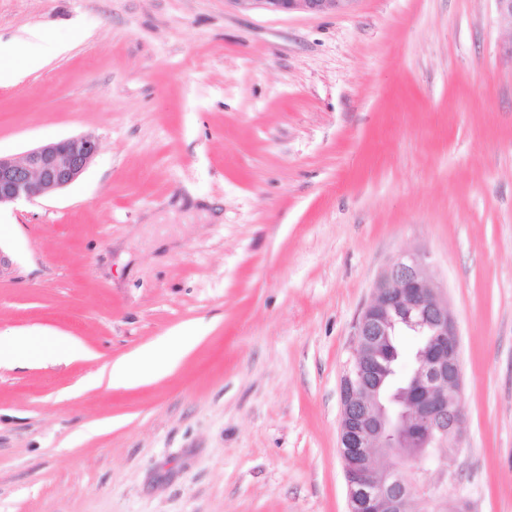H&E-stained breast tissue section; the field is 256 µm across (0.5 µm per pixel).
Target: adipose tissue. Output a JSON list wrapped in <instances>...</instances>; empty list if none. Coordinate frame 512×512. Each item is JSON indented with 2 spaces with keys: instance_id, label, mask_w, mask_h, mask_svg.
Returning a JSON list of instances; mask_svg holds the SVG:
<instances>
[{
  "instance_id": "obj_1",
  "label": "adipose tissue",
  "mask_w": 512,
  "mask_h": 512,
  "mask_svg": "<svg viewBox=\"0 0 512 512\" xmlns=\"http://www.w3.org/2000/svg\"><path fill=\"white\" fill-rule=\"evenodd\" d=\"M62 48L53 43L37 28L28 30L25 38L0 40V84L16 82L21 71L18 61H25L37 68L49 63ZM195 345L194 337H185L179 349L167 345L151 344L126 356L120 363L103 366L97 383H110L116 377L134 375L150 377L173 369ZM85 348L68 336L56 334H10L0 336V366H24L33 360L44 358L52 361H68L85 356Z\"/></svg>"
}]
</instances>
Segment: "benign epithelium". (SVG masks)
<instances>
[{
    "label": "benign epithelium",
    "instance_id": "7a95c632",
    "mask_svg": "<svg viewBox=\"0 0 512 512\" xmlns=\"http://www.w3.org/2000/svg\"><path fill=\"white\" fill-rule=\"evenodd\" d=\"M273 13L336 14L357 0H234ZM99 151L92 135L50 142L22 154L0 156V205L48 196L75 182ZM409 330L424 337L415 393L384 387L391 370L381 365V343ZM462 384L455 318L428 273L427 256L393 259L373 286L356 322L353 356L341 379L339 453L348 512H400L405 492L428 512H470L462 500L448 503L430 469L432 449L465 442L459 399Z\"/></svg>",
    "mask_w": 512,
    "mask_h": 512
}]
</instances>
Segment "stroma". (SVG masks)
<instances>
[{
	"instance_id": "obj_1",
	"label": "stroma",
	"mask_w": 512,
	"mask_h": 512,
	"mask_svg": "<svg viewBox=\"0 0 512 512\" xmlns=\"http://www.w3.org/2000/svg\"><path fill=\"white\" fill-rule=\"evenodd\" d=\"M64 53L0 85V155L93 135L68 187L0 207V512H348L340 380L386 264L429 256L466 442L442 486L512 512V25L496 0H0ZM166 373L95 385L158 341ZM245 8H260L273 13L305 12L336 14L347 12L357 0H232ZM85 355L86 349L68 336L56 334L0 336V366H25L40 358L68 361Z\"/></svg>"
}]
</instances>
